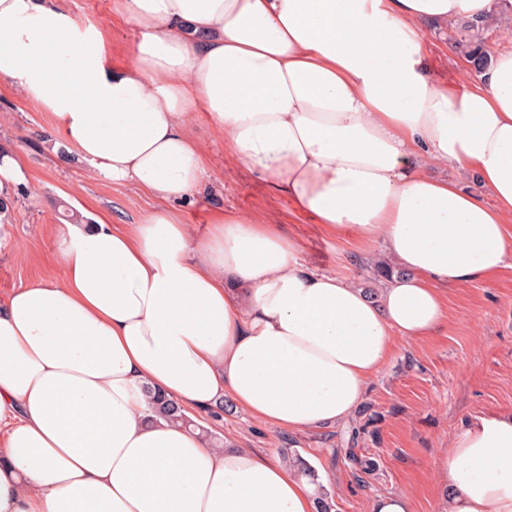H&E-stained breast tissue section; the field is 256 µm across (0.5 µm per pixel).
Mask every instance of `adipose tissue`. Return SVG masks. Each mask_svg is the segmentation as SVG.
<instances>
[{"label":"adipose tissue","mask_w":512,"mask_h":512,"mask_svg":"<svg viewBox=\"0 0 512 512\" xmlns=\"http://www.w3.org/2000/svg\"><path fill=\"white\" fill-rule=\"evenodd\" d=\"M490 0H113L118 67L66 0H0V83L49 112L94 177L164 199L201 185L204 113L235 159L326 231L383 241L379 295L307 268L273 225L226 214L194 240L157 209L68 224L58 285L0 303V512H318L269 455L207 447L153 413L224 399L273 430L347 420L395 338L448 319L452 289L512 256V51L469 88L431 75L423 29ZM473 171L485 203L428 163ZM442 512H512V412L462 426Z\"/></svg>","instance_id":"1"}]
</instances>
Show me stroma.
I'll return each instance as SVG.
<instances>
[{
  "label": "stroma",
  "mask_w": 512,
  "mask_h": 512,
  "mask_svg": "<svg viewBox=\"0 0 512 512\" xmlns=\"http://www.w3.org/2000/svg\"><path fill=\"white\" fill-rule=\"evenodd\" d=\"M81 24L101 26L112 39L115 64H128L136 33L112 12V0H68ZM457 21L426 26L423 37L437 80L468 84L471 67L453 46ZM195 135L205 150L207 180L176 207L195 239H204L220 213L261 217L300 243L312 268L353 280L369 294L383 283L378 270L391 257L383 242L364 246L355 234L322 231L315 219L276 194L246 164L224 152V140L197 115ZM0 147L15 151L27 184L0 212L8 235L0 240V301L16 289L53 284L60 278L51 246L73 209L91 222L109 217L117 227L139 223L161 200L134 184L115 186L92 178L75 151L67 149L48 113L0 83ZM512 411V259L492 280L457 288L449 317L422 342L396 340L388 364L371 379L361 406L342 424L303 431H273L244 411L229 407L192 412L201 427L244 448L281 458L296 450L315 467L334 471L335 512H370L381 495L405 494L415 512H440L434 489L435 461L474 415ZM353 456H346V449ZM374 471L361 473L357 458Z\"/></svg>",
  "instance_id": "35a3bbf8"
}]
</instances>
